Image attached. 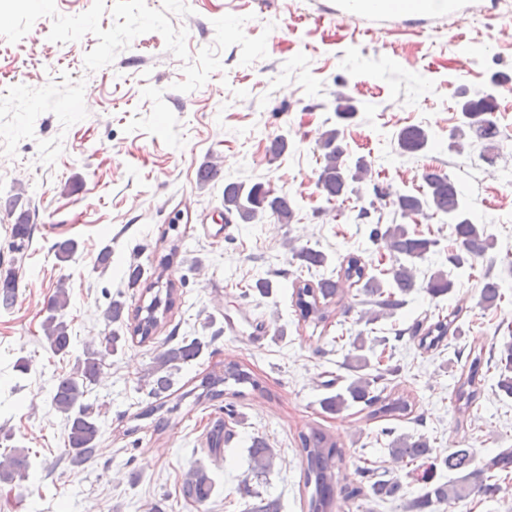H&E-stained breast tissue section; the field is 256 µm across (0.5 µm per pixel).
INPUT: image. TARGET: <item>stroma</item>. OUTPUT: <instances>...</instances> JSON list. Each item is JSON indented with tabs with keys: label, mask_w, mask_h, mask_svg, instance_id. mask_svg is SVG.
Here are the masks:
<instances>
[{
	"label": "stroma",
	"mask_w": 512,
	"mask_h": 512,
	"mask_svg": "<svg viewBox=\"0 0 512 512\" xmlns=\"http://www.w3.org/2000/svg\"><path fill=\"white\" fill-rule=\"evenodd\" d=\"M191 12L171 15L186 30L189 57L213 46V22L227 14L245 17L249 37L266 35V58L245 65L241 49L222 50L221 70L201 87L174 90L184 79V60L156 32L136 37L111 65L87 71L84 56L94 35L55 43L52 20L38 19L18 42L0 37V272L15 271L18 295L0 308V426L13 438L4 448L23 449L30 461L26 481L0 483V512H245L238 488L249 480L260 496L279 499L281 512H308L309 491L295 438L319 427L342 446L349 485L373 463L381 478L400 481L397 497L348 503L344 512H410L423 492L418 473L398 468L384 428L426 436L437 455L473 449L487 461L512 448V398L499 395L488 376L482 407L459 421L450 404L454 385L471 347L491 348L512 340V169L503 144L487 162L479 143L452 146L461 125L460 101L490 92L493 115L512 133V34L500 30V14L512 0H482L473 19L431 11L338 16V0H186ZM349 98L355 116L341 125L343 145L365 157L376 174L346 202L326 201L317 187L323 164L318 140L338 126V96ZM425 128L428 148L399 153L397 132ZM286 136L278 158L266 152L270 138ZM221 164L220 179L197 180L207 162ZM433 167L459 183L466 204L495 246L473 265L448 263L452 227L442 217L418 218L417 230L438 239L437 254L420 264L417 287L389 318L364 324L363 297L350 288L326 327L299 320L293 289L316 274L301 269L293 249L323 252V274L337 275L349 255L368 273L389 269L393 259L369 239L376 223H401L398 195H423V169ZM263 182L295 203L292 223L274 218L244 224L226 220L224 185ZM388 187L376 200L374 184ZM18 199L28 209L32 237L22 250L11 247L14 222L6 205ZM178 221L179 235L167 229ZM74 239L73 259H56L53 246ZM109 249L108 265L97 257ZM163 274L175 288V306L152 338L134 335L141 291L127 285L130 263L154 279ZM447 270L456 287L431 298L429 275ZM503 280L498 308L479 304L485 275ZM273 284L259 295L257 280ZM69 293L66 321L69 356L51 354L41 328L58 284ZM125 304L123 322L105 321L112 300ZM460 309V331L426 351L410 334L414 324L439 311ZM116 332V352L102 353V377L87 402L101 406L102 436L97 455L72 467L66 455V421L53 406L52 389L68 374L91 338ZM384 337L383 364L393 370L388 387L409 393L421 422L374 421L359 407L338 414L319 402L341 388L350 373L343 362L357 333ZM205 347L194 361L174 371L173 389L183 393L202 376L230 360L251 370L262 388L245 389L195 405L184 401L163 430L144 415L155 400L148 371L155 356L183 337ZM28 368L19 371L18 360ZM223 421V456L208 452L207 426ZM275 452L271 470L258 478L248 471L253 438ZM204 467L215 484L210 501L193 507L178 493L182 474ZM430 512H512V475L493 497L470 494Z\"/></svg>",
	"instance_id": "35a3bbf8"
}]
</instances>
